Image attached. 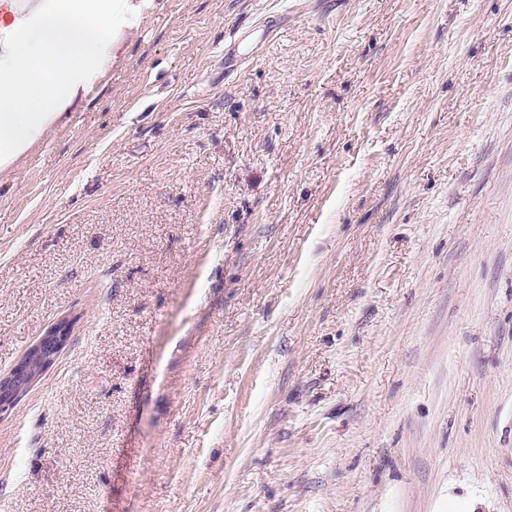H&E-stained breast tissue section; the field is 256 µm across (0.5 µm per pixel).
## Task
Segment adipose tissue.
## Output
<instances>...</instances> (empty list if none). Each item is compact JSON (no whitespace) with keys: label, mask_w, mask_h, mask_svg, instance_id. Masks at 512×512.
Instances as JSON below:
<instances>
[{"label":"adipose tissue","mask_w":512,"mask_h":512,"mask_svg":"<svg viewBox=\"0 0 512 512\" xmlns=\"http://www.w3.org/2000/svg\"><path fill=\"white\" fill-rule=\"evenodd\" d=\"M141 22L131 0H34L0 46V167L40 141L98 78L114 22Z\"/></svg>","instance_id":"1"}]
</instances>
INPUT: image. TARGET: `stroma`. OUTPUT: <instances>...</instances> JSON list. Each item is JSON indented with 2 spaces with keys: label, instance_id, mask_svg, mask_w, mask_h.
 Here are the masks:
<instances>
[{
  "label": "stroma",
  "instance_id": "stroma-1",
  "mask_svg": "<svg viewBox=\"0 0 512 512\" xmlns=\"http://www.w3.org/2000/svg\"><path fill=\"white\" fill-rule=\"evenodd\" d=\"M150 3L0 169V512H512V0ZM71 333V323L61 320L49 327L40 338L34 342L24 353L22 358L6 373L0 376V416L9 413L19 400L28 392L35 382L42 376V370H47L56 360L67 344ZM47 346L49 352L43 350ZM28 362L27 375L30 380L27 384L16 387L13 382L21 372V361ZM9 393L8 396H5Z\"/></svg>",
  "mask_w": 512,
  "mask_h": 512
}]
</instances>
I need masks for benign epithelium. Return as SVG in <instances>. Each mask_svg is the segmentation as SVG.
Returning a JSON list of instances; mask_svg holds the SVG:
<instances>
[{
  "mask_svg": "<svg viewBox=\"0 0 512 512\" xmlns=\"http://www.w3.org/2000/svg\"><path fill=\"white\" fill-rule=\"evenodd\" d=\"M71 333V323L61 320L49 327L40 338L24 353L22 359L28 362L27 384L14 387L13 382L21 372L20 364H15L7 373L0 376V416L9 413L48 369L67 344Z\"/></svg>",
  "mask_w": 512,
  "mask_h": 512,
  "instance_id": "obj_1",
  "label": "benign epithelium"
}]
</instances>
